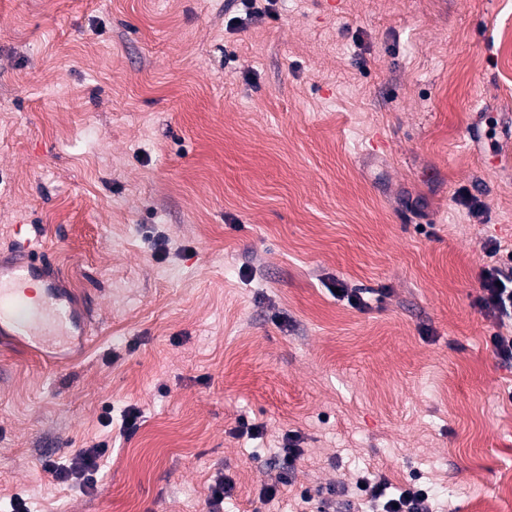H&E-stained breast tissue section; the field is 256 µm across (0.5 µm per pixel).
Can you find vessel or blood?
I'll return each instance as SVG.
<instances>
[{"label": "vessel or blood", "instance_id": "1", "mask_svg": "<svg viewBox=\"0 0 512 512\" xmlns=\"http://www.w3.org/2000/svg\"><path fill=\"white\" fill-rule=\"evenodd\" d=\"M13 253L14 261H0V335L35 344L45 336L88 337L89 315L78 312L31 239L18 238Z\"/></svg>", "mask_w": 512, "mask_h": 512}]
</instances>
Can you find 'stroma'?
I'll return each instance as SVG.
<instances>
[{"label":"stroma","instance_id":"35a3bbf8","mask_svg":"<svg viewBox=\"0 0 512 512\" xmlns=\"http://www.w3.org/2000/svg\"><path fill=\"white\" fill-rule=\"evenodd\" d=\"M230 2L0 0V258L24 225L93 327L58 367L0 342V512H206L219 475L224 512H302L366 471L512 512L475 304L512 245V0ZM99 442L94 491L41 467ZM336 288H339V294L331 293L336 297V300L346 302L347 305L357 309H365L370 305V298L367 294H371L369 290L364 288H347L341 282H336ZM234 489V482L227 476L218 477L213 485L209 487V494L206 499L208 512L223 511L224 499L229 498Z\"/></svg>","mask_w":512,"mask_h":512}]
</instances>
